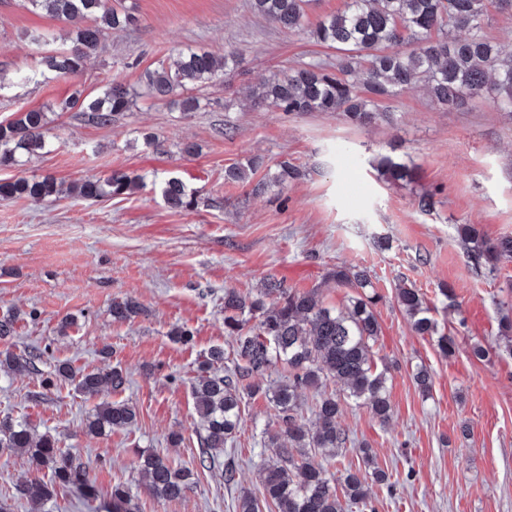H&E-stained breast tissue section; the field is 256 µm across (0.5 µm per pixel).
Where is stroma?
Instances as JSON below:
<instances>
[{"label": "stroma", "mask_w": 512, "mask_h": 512, "mask_svg": "<svg viewBox=\"0 0 512 512\" xmlns=\"http://www.w3.org/2000/svg\"><path fill=\"white\" fill-rule=\"evenodd\" d=\"M138 22L108 33L78 79L43 75L41 48L31 35L51 33L65 44L64 25L26 6L0 0V122L31 109L50 110L54 148L24 166L0 170V179L52 174L63 185L104 179L122 170L144 177L135 194L105 203L59 194L35 203L0 202V314L34 312L0 352L27 345L48 348L74 367H120L133 402L131 433L98 437L86 428L100 401L67 382L43 387L39 376L0 369V417L27 420L61 447L80 454L100 502L113 484L128 483L139 512H236L240 490L260 494L258 471L268 454L263 430L278 417L264 396L246 397L233 443L235 480L199 463L198 418L191 384L210 347L231 348L224 334V291L257 293L274 278L299 291L319 290L327 305L346 301L347 289L325 286L334 267L366 269L381 300L382 332L374 346L378 365L390 369L392 418L382 425L368 408L345 403L341 424L368 442L376 466L409 474L396 498L378 512H512V355L497 346L499 301L512 300V261L490 274L475 271L455 227L477 224L493 238L512 236V116L491 98L465 109L442 111L424 89L387 99V118L350 124L342 113L285 114L238 106L225 110L229 92L245 94L271 74L339 53L312 44L255 15L249 0H119ZM179 48L220 56L235 52L239 67L227 83L202 89L201 110L141 97L133 112L105 127L85 122L77 110L54 106L74 90L95 94L112 80L141 92V75ZM164 143L146 145L145 135ZM198 146L188 157L178 143ZM384 154L412 160L417 179L390 184L372 163ZM260 156L254 181L268 179L280 160L302 172L284 190L255 197L250 185L224 179L228 166ZM181 178L203 197L193 211L171 210L161 181ZM430 191L435 206L418 211L417 195ZM420 289L435 308L441 330L456 337L454 356L434 339L417 335L396 300L398 284ZM450 285L457 308L449 311L439 290ZM131 298L143 311L113 321V302ZM68 315L76 324L60 332ZM175 325L191 342H173ZM487 354L475 357L474 346ZM111 348L104 356L103 348ZM433 375L430 395L413 378L418 364ZM472 434L462 438L461 427ZM183 437L169 441L170 433ZM154 449L192 469L184 497L163 501L141 481L138 453ZM26 456L0 458V502L9 512H90L86 502L59 491L42 505L18 498L17 485L35 478Z\"/></svg>", "instance_id": "obj_1"}]
</instances>
